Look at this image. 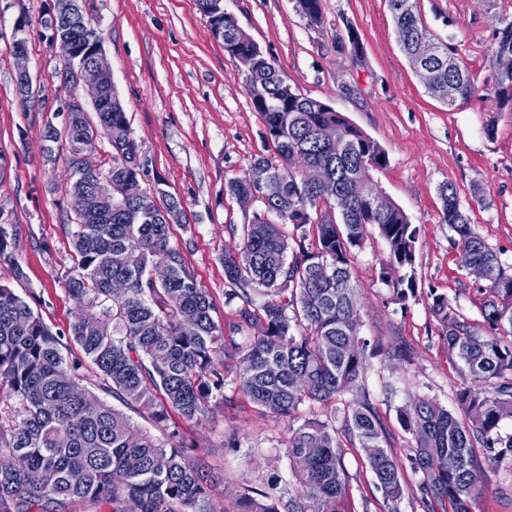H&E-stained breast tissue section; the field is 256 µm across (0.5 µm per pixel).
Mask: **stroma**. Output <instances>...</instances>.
Wrapping results in <instances>:
<instances>
[{
    "instance_id": "stroma-1",
    "label": "stroma",
    "mask_w": 512,
    "mask_h": 512,
    "mask_svg": "<svg viewBox=\"0 0 512 512\" xmlns=\"http://www.w3.org/2000/svg\"><path fill=\"white\" fill-rule=\"evenodd\" d=\"M50 3L0 0V231L22 269L17 277L0 262V281L62 332L76 309L65 285L73 265L74 213L65 194L68 153L48 138L49 129L66 125L62 104L69 92L62 78L65 64L50 50L41 24ZM321 3L324 24L318 28L301 18L295 0H224V7L302 94L327 102L385 150L388 162L373 171V183L419 229L417 291L406 300H396L386 285L396 273L385 263L387 245L379 235L369 236L352 263L361 336L383 343L398 336L414 351L408 364L369 358L365 376L391 430V449L403 462L413 442L397 422L398 408L427 397L457 411L462 386L443 327L430 309V294L447 295L455 309L476 321L489 286L460 266L442 222L440 185L456 186L461 210L512 275V103L500 106L494 95L499 71L494 30L498 18L512 17V0H417L423 21L435 35L451 39L477 88L474 97L452 109L427 93L402 53L386 0ZM85 8L149 162L142 185L162 181L180 203L182 221L171 226V240L210 294L213 319L224 322L234 309L224 303L223 258L241 244L229 227L249 219L225 195L224 184L268 151L245 75L213 37L196 0H87ZM19 28L27 40L33 88L48 99L43 107L21 104L15 93L10 46ZM350 28L362 45L357 55L336 44ZM347 84L356 87L355 96L343 95ZM180 429L205 464L222 512H231L246 487L269 477H280L282 493L293 482L285 455L287 426L256 413L243 396ZM231 437L235 447H224ZM363 456L359 448L344 451L346 508L388 512L371 473L361 466ZM480 463L485 486L472 512H512V469L486 456Z\"/></svg>"
}]
</instances>
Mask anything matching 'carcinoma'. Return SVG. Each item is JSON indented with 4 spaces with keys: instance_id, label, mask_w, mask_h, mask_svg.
Listing matches in <instances>:
<instances>
[{
    "instance_id": "1",
    "label": "carcinoma",
    "mask_w": 512,
    "mask_h": 512,
    "mask_svg": "<svg viewBox=\"0 0 512 512\" xmlns=\"http://www.w3.org/2000/svg\"><path fill=\"white\" fill-rule=\"evenodd\" d=\"M387 3L406 56L417 39H435L416 0ZM296 8L309 26L323 24L321 0H296ZM74 33L81 44L101 39L87 17ZM495 36L496 55L512 57V19L499 20ZM223 42L246 85L266 88L264 101L253 107L263 119L265 143L274 148L273 156L255 159L224 186L252 211L248 223L229 225L242 240L240 251L224 254V304H237L235 318L222 327L214 321L210 294L171 244L170 221L180 216L175 198L159 187L134 201L120 198L124 180L149 172L139 163L120 99L98 103L95 124L83 112L72 113L65 146L71 167L82 165L87 177L71 187H98L106 202L69 231L74 265L67 291L79 309L67 332L53 331L0 283V385L7 386L15 412L12 424L0 427V512H66L75 501L98 512H218L208 475L180 440L169 411L198 423L212 408L231 404L229 385L257 412L288 423L285 454L294 479L286 499L274 495L275 477L265 489H245L239 512H344L343 454L350 447L371 449L362 464L384 502L397 503L407 489L403 466L388 446L390 428L363 377L368 357L379 353L408 364L413 352L402 341L384 346L361 338L351 271L354 250L374 230L388 246V265L410 268L415 261L417 228L406 213L382 193L365 195L387 154L342 113L288 83L275 59L235 21L224 20ZM437 44L442 57L421 77L428 93L444 100L452 78L458 100L471 99L477 89L469 70L451 42ZM495 94L512 101V68L499 71ZM97 128L113 149L105 176L76 157L80 139ZM439 195L460 266L491 272L489 296L479 323L447 296L432 298L448 353L460 363V414L417 398L397 417L415 442L409 462L421 474L416 492L427 512H471L483 488L478 452L512 459V437L500 432L512 418V276L461 212L456 187L446 182ZM0 260L22 275L1 233ZM161 261L169 276L155 281L152 269ZM114 279L128 284L118 298L110 293ZM386 285L401 301L415 292L410 276ZM256 324L260 335L241 340L243 326ZM65 337L96 366L114 403L82 388L62 354ZM230 361L237 364L233 373ZM307 403L326 406L324 418H301ZM133 412L161 434L140 427Z\"/></svg>"
}]
</instances>
